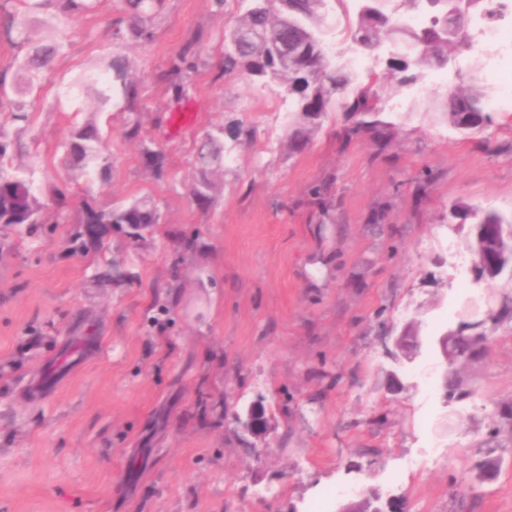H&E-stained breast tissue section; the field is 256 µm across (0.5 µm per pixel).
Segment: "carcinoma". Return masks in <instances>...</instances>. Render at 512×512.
Returning <instances> with one entry per match:
<instances>
[{
	"instance_id": "obj_1",
	"label": "carcinoma",
	"mask_w": 512,
	"mask_h": 512,
	"mask_svg": "<svg viewBox=\"0 0 512 512\" xmlns=\"http://www.w3.org/2000/svg\"><path fill=\"white\" fill-rule=\"evenodd\" d=\"M19 8L8 14L5 31L10 41L29 48L18 65V71L28 76V87L34 88V79L50 72L57 55L64 52L66 42L60 38L35 45L27 18L54 7L58 16L70 19L85 15L95 8V0H15ZM251 7L241 16L237 25L226 36L224 49V74L242 72L252 77L283 81L288 86L291 111L296 118L289 125L290 148L299 152L309 144L308 127L318 125L320 119L335 109L346 96H353L351 106L354 122L344 131L351 139L363 132L378 135L388 133L390 123L381 119L371 88L356 84L348 65L340 60L330 47L327 36L329 19L334 17L331 3L342 0H251ZM355 14H343L347 33V50H363L376 60H382L392 74L400 75L399 83L409 84L423 77L428 69H448L461 78L476 82L471 71L456 67L457 58L468 53L473 34L471 17L477 9L493 18L503 13L504 0L489 9L488 0H413L412 7L402 6V0H356ZM161 0H125L128 31L132 39L146 43L153 38V12ZM408 11L419 12L425 21L417 29L402 25V16ZM406 34L416 48L406 58L391 55L390 43L399 34ZM195 43L186 44L171 60L168 73L182 76L190 69L195 57ZM125 59L109 63L108 72L94 69L85 71L67 83L63 98L78 102L83 96L94 97L106 105L112 100L114 88H119L128 107H133L137 97L136 82ZM489 97L463 87H456L448 94L446 115L448 121L463 130L476 129L490 122ZM14 141L0 127V224L25 225L33 232L39 224L48 223L41 213L36 196L38 190L36 170L30 165L11 168L10 152ZM68 160L81 164L88 172L105 171L107 157L103 155V136L100 129L87 123L63 143ZM146 166L156 177L163 176L165 155L157 150L144 151ZM224 155V137L209 135L198 153V174L192 187L197 205L207 208L213 199L216 179L219 177ZM73 193L58 189L53 196L55 220L70 216V198ZM453 217H471L476 224H490L506 233L504 219L495 212L481 215L465 206L457 207ZM155 205L145 199L128 204L104 208L84 201L73 220L76 224L68 244L80 250L86 243L112 229L128 227L131 238L158 224Z\"/></svg>"
}]
</instances>
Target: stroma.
<instances>
[{
	"label": "stroma",
	"instance_id": "obj_1",
	"mask_svg": "<svg viewBox=\"0 0 512 512\" xmlns=\"http://www.w3.org/2000/svg\"><path fill=\"white\" fill-rule=\"evenodd\" d=\"M249 5L163 0L144 44L122 0L63 27L49 10L32 22L35 39L51 29L68 46L25 97L29 123L10 120L15 88L0 96L14 164L36 163L46 210L68 184L72 207L146 198L160 222L76 253L72 225L30 235L0 224V512H339L372 490L406 512H512V273L474 281L471 226L448 219L459 202L512 216V95L481 72L498 105L466 134L444 114L447 71H431L423 93L357 57L392 136L342 140L352 118L339 109L291 151L283 85L221 67ZM192 40L180 97L166 72ZM115 55L134 66L138 141L121 95L77 113L56 105ZM86 123L102 131L106 177L61 161ZM238 126L252 139L225 138L221 186L200 209L197 147ZM148 148L166 155L162 177L145 166ZM324 183L320 220L310 198ZM105 257L128 276L101 288ZM412 320L422 348L408 364L393 339ZM464 322L487 343L459 364L474 395L457 401L435 341ZM258 401L269 430L253 435L237 416Z\"/></svg>",
	"mask_w": 512,
	"mask_h": 512
}]
</instances>
